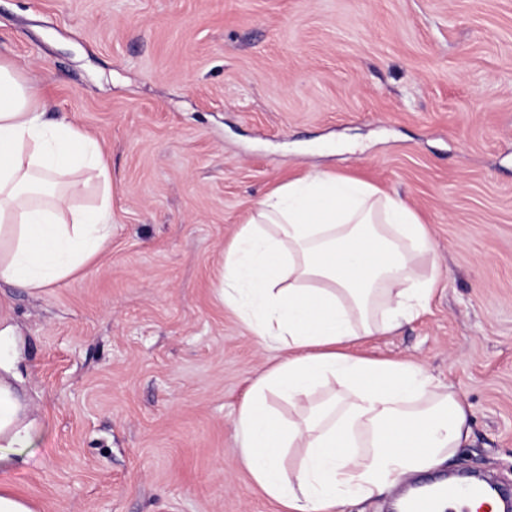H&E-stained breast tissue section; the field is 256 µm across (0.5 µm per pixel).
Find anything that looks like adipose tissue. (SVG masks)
Wrapping results in <instances>:
<instances>
[{
    "label": "adipose tissue",
    "instance_id": "ef3b65f1",
    "mask_svg": "<svg viewBox=\"0 0 512 512\" xmlns=\"http://www.w3.org/2000/svg\"><path fill=\"white\" fill-rule=\"evenodd\" d=\"M83 169L85 179L71 178ZM95 179L97 206L74 200ZM112 236L110 175L98 143L48 123L37 87L0 62V281L30 292L66 280ZM440 279L433 240L399 195L313 170L255 205L224 252L221 297L285 358L258 377L236 416L254 483L288 512H334L440 466L470 433L469 408L416 364L348 352L427 307ZM306 401L284 420L269 396ZM42 430L0 374V460ZM304 455L284 468L285 449Z\"/></svg>",
    "mask_w": 512,
    "mask_h": 512
}]
</instances>
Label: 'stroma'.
Returning a JSON list of instances; mask_svg holds the SVG:
<instances>
[{
  "label": "stroma",
  "instance_id": "stroma-1",
  "mask_svg": "<svg viewBox=\"0 0 512 512\" xmlns=\"http://www.w3.org/2000/svg\"><path fill=\"white\" fill-rule=\"evenodd\" d=\"M0 61L97 140L112 239L32 294L0 282L38 512H285L241 461L244 391L283 354L220 288L255 203L318 168L404 198L442 277L356 353L469 406L444 471L512 484V0H0Z\"/></svg>",
  "mask_w": 512,
  "mask_h": 512
}]
</instances>
